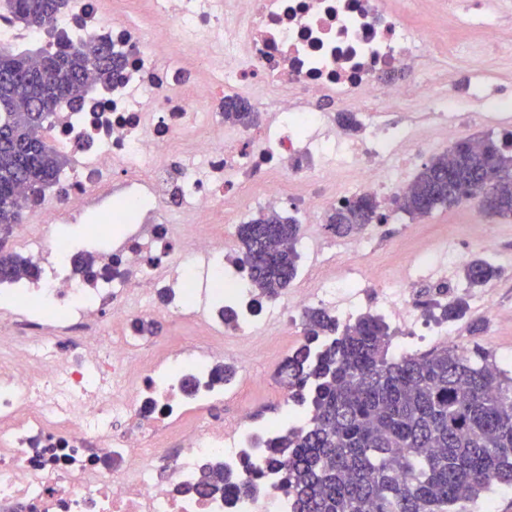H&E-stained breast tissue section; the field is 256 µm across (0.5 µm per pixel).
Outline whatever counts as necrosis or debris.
Masks as SVG:
<instances>
[{"label":"necrosis or debris","mask_w":512,"mask_h":512,"mask_svg":"<svg viewBox=\"0 0 512 512\" xmlns=\"http://www.w3.org/2000/svg\"><path fill=\"white\" fill-rule=\"evenodd\" d=\"M132 2L67 0L28 33L42 42L105 32L130 54L120 79L49 129L73 164L32 209L61 223L95 209L94 234L109 247L89 255L33 225L14 227L39 275L25 288L0 284L16 294L12 335L0 345V512H290L270 480L230 499L200 493L210 463L237 470L265 434L217 414L240 389L212 380L222 346L151 359L131 324L144 312L199 318L233 338L245 364L258 353L254 337L292 314L318 305L348 320L372 288L404 346L454 336L447 322L424 318L409 289L428 276L445 285L465 249L420 247L397 280L379 284L368 268L372 238L354 239L357 261L336 276L323 273L308 234L296 243L308 287L260 307L232 240L210 226L249 201L278 210L300 202L315 224L352 196L401 197L416 149L485 119L448 118L451 95L431 68L442 18L457 14L490 44L504 29L495 0L462 14L454 0H148L145 12ZM228 96L259 112L260 125L226 123ZM409 99L421 115L393 121ZM342 111L360 116L361 138L336 124ZM225 305L240 311L234 325L219 313ZM173 431L183 451L170 458Z\"/></svg>","instance_id":"obj_1"}]
</instances>
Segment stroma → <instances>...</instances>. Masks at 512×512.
<instances>
[{"label": "stroma", "mask_w": 512, "mask_h": 512, "mask_svg": "<svg viewBox=\"0 0 512 512\" xmlns=\"http://www.w3.org/2000/svg\"><path fill=\"white\" fill-rule=\"evenodd\" d=\"M457 48L448 57L438 59L436 67L441 77L461 91L459 112H486V120L476 126L464 127L459 137L463 140L498 138L512 128V117L503 112L486 111L483 102L464 96L466 83L480 85L483 91L506 88L507 78L512 77V47H490L481 44L477 35L464 30L452 33ZM382 212L389 219L384 224L368 225L367 230L379 241L371 264L377 276L391 280L398 271L402 259L411 253L417 241L424 240L435 245L467 244L475 230L497 241L500 251L498 266L500 277L487 285L498 308L512 312V217H491L481 211L477 201L455 206H440L429 215L410 218L398 212L394 204L382 202ZM487 328L474 335L467 321L455 325L465 350L482 348L512 354V321L487 316ZM160 332L150 337L152 355L158 356L168 350L200 342L202 332L193 321L175 316L161 319ZM301 321H289L270 331L257 341L258 355L245 367V374L257 376V383L241 399L226 400L222 409L225 419L231 420L247 415L254 427L261 428L285 413L283 391L277 380V371L284 358L304 341Z\"/></svg>", "instance_id": "1"}]
</instances>
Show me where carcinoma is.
Masks as SVG:
<instances>
[{
    "label": "carcinoma",
    "mask_w": 512,
    "mask_h": 512,
    "mask_svg": "<svg viewBox=\"0 0 512 512\" xmlns=\"http://www.w3.org/2000/svg\"><path fill=\"white\" fill-rule=\"evenodd\" d=\"M66 0H3L10 19L38 28ZM127 53L108 37L73 42L57 38L34 54L0 48V231L23 221L18 192L40 204L69 164L44 132L61 103L78 109L88 80L104 86L122 73ZM257 113L229 102L224 120L250 127ZM467 185L488 177L489 214L512 216V133L494 140H464L424 164L400 208L425 216L460 199L448 196V171ZM388 216L361 211L356 198L332 208L326 224L345 236ZM301 224L283 213L260 211L238 225L241 269L258 299L279 297L298 274L299 255L289 243ZM467 286L480 288L500 276L481 258L463 265ZM38 272L0 248V279ZM426 311L448 322L469 312L467 296L445 303L422 293ZM305 343L285 360L282 382L302 407L305 422L264 441L261 457L246 454L239 469L252 478L274 472L292 512H469V504L492 486H512V378L474 355L443 346L399 359L389 355L396 330L382 317L363 313L339 322L323 308L303 312ZM244 490L222 466L211 470L202 492L230 498Z\"/></svg>",
    "instance_id": "obj_1"
}]
</instances>
